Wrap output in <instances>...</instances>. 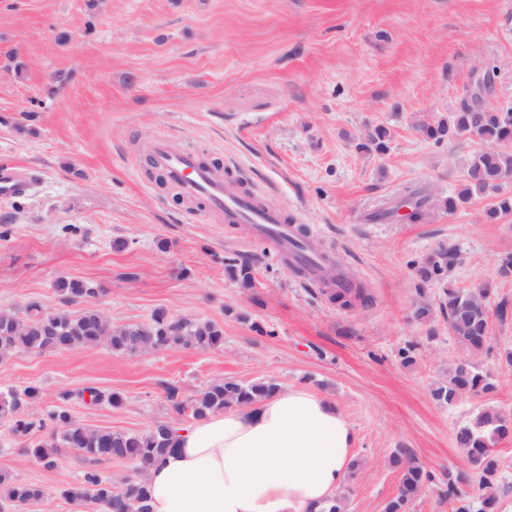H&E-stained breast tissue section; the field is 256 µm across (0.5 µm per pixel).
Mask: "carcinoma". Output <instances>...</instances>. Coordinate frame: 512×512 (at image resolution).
I'll return each mask as SVG.
<instances>
[{"label": "carcinoma", "mask_w": 512, "mask_h": 512, "mask_svg": "<svg viewBox=\"0 0 512 512\" xmlns=\"http://www.w3.org/2000/svg\"><path fill=\"white\" fill-rule=\"evenodd\" d=\"M421 130L438 144L449 138H467L482 145L469 162L466 184L444 202L448 212L453 213L469 203L473 196L482 195L490 199L486 210L490 220L512 216V196L499 192L501 183L512 179V151L506 149L512 143V108L487 109L477 95L471 94L457 111L422 125ZM388 138L385 128L376 127L367 134L364 142L358 144V149L383 154L388 150ZM403 205L410 208L406 214L409 221L425 220L424 199L419 193H410ZM457 263L456 249L441 246L417 268L422 281L435 280L442 288L441 306L448 311V332L468 354L451 364L446 378L432 389L433 399L448 406L463 395L486 394L495 389L492 378L470 360V357L490 350L487 308L492 291L487 286L475 291L448 286L444 275ZM230 274L241 288L248 290L254 286L252 266L248 261L230 265ZM54 289L65 303L91 298L98 293L89 283L65 277L55 280ZM361 296V286L352 283L342 291L331 290V299L344 305ZM223 343L224 331L218 325L208 321L173 319L163 311L156 312L148 324L123 325H114L98 316L91 306L73 313L49 311L39 303L31 302L22 318L10 311L0 313V362L26 352L70 350L100 344L107 345L115 353L133 355L174 348L209 350L219 348ZM277 388L278 385L271 381L245 384L226 378L184 400L173 387L168 388L167 393L178 411L187 410L197 420L209 412L252 404ZM86 395L96 404L106 402L118 406L122 402L117 393L106 395L91 387L75 394L67 391L61 395V400L68 402L75 396L82 399ZM39 400L40 392L34 386L21 391L0 390V420L8 422L12 432L20 436L44 428L48 421L53 424L48 440L27 449L45 468L54 466L62 448H76L91 459L136 460L145 467L172 447L173 427L164 423L141 432H113L80 424L61 406L50 410L47 420L36 421L29 416V409ZM511 433L512 419L489 407L457 432V444L475 476L481 512H497L494 487L500 461L496 445ZM392 461L402 469V480L399 494L387 503L386 512H406L409 502L423 484L431 480V475L405 448L397 449ZM63 496L73 502L91 499L100 504L103 512H150L147 491L135 478L122 480L119 488L96 472L87 471L78 484L63 491ZM42 497L43 490L39 486L14 482L0 473V502L4 505L17 509Z\"/></svg>", "instance_id": "obj_1"}]
</instances>
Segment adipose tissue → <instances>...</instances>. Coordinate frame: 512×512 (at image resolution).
I'll return each mask as SVG.
<instances>
[{
	"label": "adipose tissue",
	"instance_id": "obj_1",
	"mask_svg": "<svg viewBox=\"0 0 512 512\" xmlns=\"http://www.w3.org/2000/svg\"><path fill=\"white\" fill-rule=\"evenodd\" d=\"M354 430L303 386L178 428L147 466L151 512H318L348 481Z\"/></svg>",
	"mask_w": 512,
	"mask_h": 512
}]
</instances>
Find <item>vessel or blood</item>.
<instances>
[{
    "label": "vessel or blood",
    "instance_id": "b4317fda",
    "mask_svg": "<svg viewBox=\"0 0 512 512\" xmlns=\"http://www.w3.org/2000/svg\"><path fill=\"white\" fill-rule=\"evenodd\" d=\"M143 162L146 170L163 177L166 189L204 217L224 224L250 225L259 240L277 242L284 256L321 262V255L284 213L267 208L254 193L232 187L231 165L186 151L170 135L159 136L146 146ZM26 178L20 167H0V198L23 192Z\"/></svg>",
    "mask_w": 512,
    "mask_h": 512
}]
</instances>
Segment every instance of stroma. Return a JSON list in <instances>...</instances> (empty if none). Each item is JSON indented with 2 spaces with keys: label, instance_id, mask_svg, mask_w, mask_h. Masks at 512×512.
<instances>
[{
  "label": "stroma",
  "instance_id": "35a3bbf8",
  "mask_svg": "<svg viewBox=\"0 0 512 512\" xmlns=\"http://www.w3.org/2000/svg\"><path fill=\"white\" fill-rule=\"evenodd\" d=\"M488 68L484 105L512 107V0H0V165L32 176L26 193L0 200V310H81L56 294L63 276L97 287L113 324L162 310L224 331L206 351L19 355L0 362V389L39 387L40 415L63 391H112L119 406L67 409L85 425L144 431L190 425L171 386L183 398L227 377L305 386L355 431L344 512H385L400 490L399 448L432 476L408 512H451L449 479L472 492L457 430L488 406L512 416V316L490 314L491 349L474 358L495 390L439 404L430 391L462 352L440 289L416 268L455 247V287L489 282L493 301L512 303V278L497 274L512 217L488 222L481 196L445 210L480 145L438 144L419 126L456 111ZM376 126L391 135L383 154L359 148ZM165 133L229 161L245 188L310 227L367 302L329 301L246 226L203 220L162 189L137 154ZM416 188L431 194L425 221L382 217ZM242 257L249 290L227 270ZM423 302L431 315L420 320ZM88 470L116 483L134 472L69 448L44 468L0 420V472L44 490L26 512H99L62 495Z\"/></svg>",
  "mask_w": 512,
  "mask_h": 512
}]
</instances>
